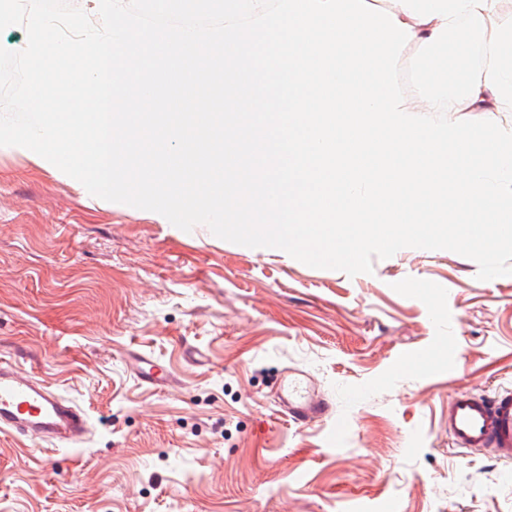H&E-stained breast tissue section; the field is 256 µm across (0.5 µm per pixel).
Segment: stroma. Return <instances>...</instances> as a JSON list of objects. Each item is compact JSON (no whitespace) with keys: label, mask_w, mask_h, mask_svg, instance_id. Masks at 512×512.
<instances>
[{"label":"stroma","mask_w":512,"mask_h":512,"mask_svg":"<svg viewBox=\"0 0 512 512\" xmlns=\"http://www.w3.org/2000/svg\"><path fill=\"white\" fill-rule=\"evenodd\" d=\"M405 248L369 274L186 232L0 150V361L88 413L78 446L0 433V512H512V463L448 446V396L512 386V276ZM168 366L140 384L124 356ZM310 373L308 426L273 389ZM128 357L142 383L154 388H168L177 384V377L173 372L153 357L136 350H130ZM278 413L296 425H307L332 415V405L308 375L289 369L276 393Z\"/></svg>","instance_id":"35a3bbf8"}]
</instances>
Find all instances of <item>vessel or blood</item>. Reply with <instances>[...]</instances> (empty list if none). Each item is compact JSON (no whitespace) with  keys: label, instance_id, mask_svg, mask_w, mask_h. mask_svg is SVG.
Returning <instances> with one entry per match:
<instances>
[{"label":"vessel or blood","instance_id":"vessel-or-blood-1","mask_svg":"<svg viewBox=\"0 0 512 512\" xmlns=\"http://www.w3.org/2000/svg\"><path fill=\"white\" fill-rule=\"evenodd\" d=\"M137 378L155 388L176 385L166 366L142 352L129 351ZM278 413L294 424L306 425L333 413L332 405L308 375L289 370L277 390ZM0 430L35 443L72 447L90 433L86 411L51 388L32 372L0 362ZM448 439L458 449L484 450L501 460H512V389L493 396L457 390L448 397Z\"/></svg>","mask_w":512,"mask_h":512}]
</instances>
